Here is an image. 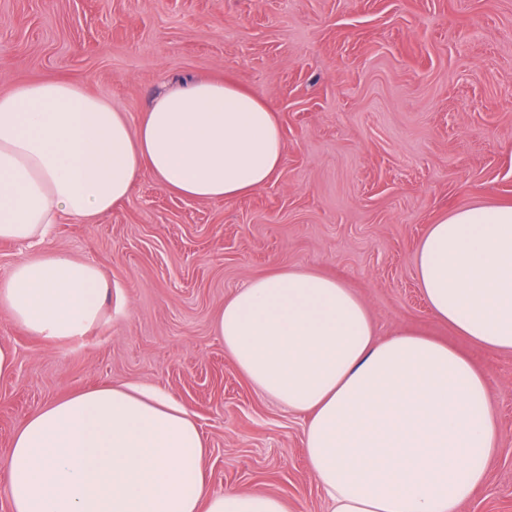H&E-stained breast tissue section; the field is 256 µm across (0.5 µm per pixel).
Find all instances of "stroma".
<instances>
[{
    "mask_svg": "<svg viewBox=\"0 0 512 512\" xmlns=\"http://www.w3.org/2000/svg\"><path fill=\"white\" fill-rule=\"evenodd\" d=\"M66 80L137 120L164 87L223 79L257 92L286 144L273 181L193 201L142 174L96 224L0 242V279L61 252L110 284L82 338L22 331L0 305V461L23 419L112 383L158 386L197 417L212 491L328 512L305 458L304 417L239 372L213 322L253 277L282 267L345 281L379 336L407 329L458 349L492 394L500 446L460 512H512V353L431 314L414 256L443 214L512 204V0H0V92Z\"/></svg>",
    "mask_w": 512,
    "mask_h": 512,
    "instance_id": "stroma-1",
    "label": "stroma"
}]
</instances>
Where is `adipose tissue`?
I'll use <instances>...</instances> for the list:
<instances>
[{"instance_id": "obj_1", "label": "adipose tissue", "mask_w": 512, "mask_h": 512, "mask_svg": "<svg viewBox=\"0 0 512 512\" xmlns=\"http://www.w3.org/2000/svg\"><path fill=\"white\" fill-rule=\"evenodd\" d=\"M284 151L275 112L230 81L162 90L134 125L80 85L20 84L0 93V242L41 243L63 217L96 223L145 172L185 199L239 198L275 178ZM415 265L438 320L512 352V204L442 216ZM108 288L96 265L47 253L12 267L0 304L30 334L76 338L99 325ZM214 329L256 389L306 416L329 512H459L486 484L500 434L485 374L421 334L376 336L343 282L280 268L227 299ZM207 454L172 395L118 384L27 415L0 484L11 512H288L275 494L211 491Z\"/></svg>"}]
</instances>
